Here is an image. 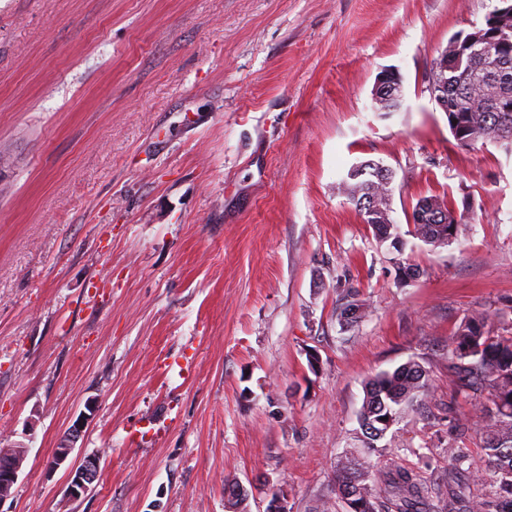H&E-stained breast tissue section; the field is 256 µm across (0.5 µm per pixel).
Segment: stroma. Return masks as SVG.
Wrapping results in <instances>:
<instances>
[{
	"instance_id": "obj_1",
	"label": "stroma",
	"mask_w": 512,
	"mask_h": 512,
	"mask_svg": "<svg viewBox=\"0 0 512 512\" xmlns=\"http://www.w3.org/2000/svg\"><path fill=\"white\" fill-rule=\"evenodd\" d=\"M494 4L0 0V448L27 449L7 512H228L229 477L250 512H313L366 381L410 360L431 412L390 450L445 476L472 411L448 404V337L512 326V151L458 144L426 75ZM369 160L401 231L437 195L456 240L380 242L344 186ZM80 418L73 457L101 463L71 501L51 461ZM398 73L392 70L382 71L376 80V84L373 90L372 99L373 103H376L378 100V94L384 91H393L396 86ZM400 85L393 92H386L382 96H380L381 101L377 106V110L380 112H396L401 105V86L402 79L399 75Z\"/></svg>"
}]
</instances>
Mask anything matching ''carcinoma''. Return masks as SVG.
<instances>
[{
  "instance_id": "1",
  "label": "carcinoma",
  "mask_w": 512,
  "mask_h": 512,
  "mask_svg": "<svg viewBox=\"0 0 512 512\" xmlns=\"http://www.w3.org/2000/svg\"><path fill=\"white\" fill-rule=\"evenodd\" d=\"M506 34L501 63L512 70V15L499 17ZM443 61L433 60L429 77L443 76V94L465 105V111L448 117V127L457 142L468 146L488 142L512 146V112H500L495 102L512 98V85L501 88L480 79L486 61L471 56L442 72ZM401 105V88L381 96L380 112H395ZM364 162L348 172L350 200L375 228V235L403 247L396 224L380 223L367 216L372 200L381 196L392 172ZM435 196L417 200L412 210V235L438 246L457 237L464 218L448 205V221L438 223L439 210H431ZM450 387L448 407L459 402L480 404L478 420L459 419L448 437V481L435 484L424 472L391 457L379 468L352 454L336 463L329 494L314 512H512V331L491 328L489 315L479 313L465 319L448 337ZM432 385L426 369L408 361L384 371L365 384L359 424L368 447L385 438L402 415L417 411L428 401ZM479 432L480 454L466 446L470 431ZM224 492L231 505L247 509L249 491H237V480L226 479Z\"/></svg>"
}]
</instances>
